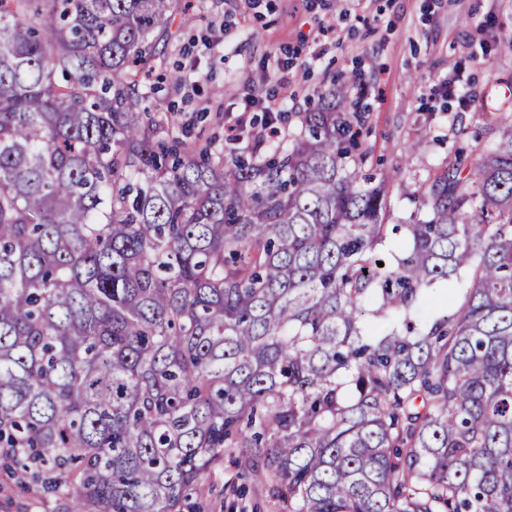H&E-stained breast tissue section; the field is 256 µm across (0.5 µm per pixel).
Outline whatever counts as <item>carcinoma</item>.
Segmentation results:
<instances>
[{
  "mask_svg": "<svg viewBox=\"0 0 512 512\" xmlns=\"http://www.w3.org/2000/svg\"><path fill=\"white\" fill-rule=\"evenodd\" d=\"M178 2L0 0L7 468L185 512L235 448L282 512H512V130L389 226L343 85L248 152L162 136L135 76Z\"/></svg>",
  "mask_w": 512,
  "mask_h": 512,
  "instance_id": "carcinoma-1",
  "label": "carcinoma"
}]
</instances>
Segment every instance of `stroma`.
Wrapping results in <instances>:
<instances>
[{
	"mask_svg": "<svg viewBox=\"0 0 512 512\" xmlns=\"http://www.w3.org/2000/svg\"><path fill=\"white\" fill-rule=\"evenodd\" d=\"M512 0H190L157 32L138 74L154 87L157 120L188 140L227 145L240 125L251 143L276 99L297 132V113L314 108L341 74L354 75L351 99L368 103L364 139L375 172H389V224L416 212L445 167L448 146L487 147L512 127ZM234 454L204 478L199 512H278L257 487L226 494L237 479ZM58 493L23 485L0 468V512H69Z\"/></svg>",
	"mask_w": 512,
	"mask_h": 512,
	"instance_id": "1",
	"label": "stroma"
}]
</instances>
